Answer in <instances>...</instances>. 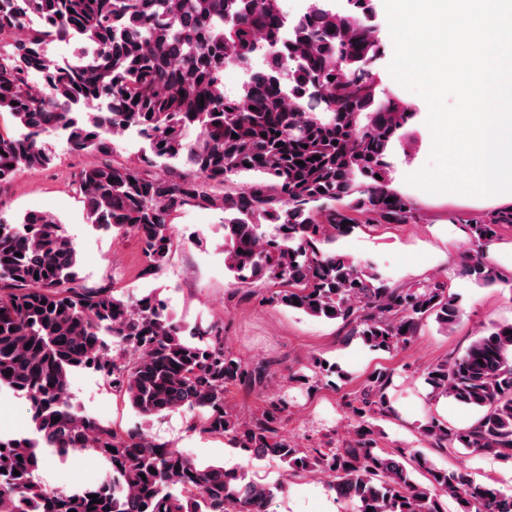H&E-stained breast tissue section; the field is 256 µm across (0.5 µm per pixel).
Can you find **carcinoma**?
Segmentation results:
<instances>
[{
	"label": "carcinoma",
	"mask_w": 512,
	"mask_h": 512,
	"mask_svg": "<svg viewBox=\"0 0 512 512\" xmlns=\"http://www.w3.org/2000/svg\"><path fill=\"white\" fill-rule=\"evenodd\" d=\"M372 2L348 0L344 14L310 0L285 38L278 0H0V41L23 17L40 20L36 34L6 51L0 44V110L28 131L0 136V185L19 168L53 163L44 131L65 132L75 153L106 155L115 136L135 127L153 157L181 160L193 177H155L145 170L154 165L148 157L85 167L73 184L93 228L138 239L142 275L162 271L177 242L172 221L185 207L219 211L225 268L239 284L280 285L270 302L339 321L375 350L407 346L430 318L446 329L461 319L448 282L392 286L324 248L361 222L414 219L412 203L385 189L387 153L414 112L376 96L372 64L381 45L369 25ZM70 37L96 45L97 55L50 61L42 46ZM260 51L264 68L240 95H225L224 69L247 65ZM87 99L105 101L106 111H77ZM238 176L250 182L224 188ZM503 225H512V210L471 222L477 250L463 266L478 285L499 280L480 248ZM75 370L100 374L144 418L178 412L191 433L228 437L293 476L327 475L328 491L354 512H445L446 497L462 512H512V495L459 468L377 451V421L392 412L391 370L372 372L360 394L345 400L349 439L298 448L281 435L286 396L268 399L249 420L227 404L229 388L264 384L268 368L225 348L223 324L189 327L157 294L89 287L73 239L52 215H0V388L25 398L32 422L29 435H0V512H269L283 491L200 463L141 429L96 421L73 402ZM336 372L318 360L314 376L301 380L312 389L310 381ZM425 383L431 398L479 412L470 428L428 420L422 432L432 445L512 457V323L492 325L463 354L428 367ZM84 451L106 465L95 482L59 490L40 481L49 458Z\"/></svg>",
	"instance_id": "obj_1"
}]
</instances>
